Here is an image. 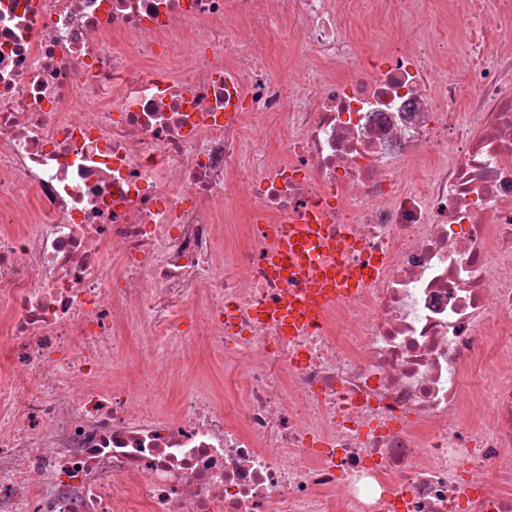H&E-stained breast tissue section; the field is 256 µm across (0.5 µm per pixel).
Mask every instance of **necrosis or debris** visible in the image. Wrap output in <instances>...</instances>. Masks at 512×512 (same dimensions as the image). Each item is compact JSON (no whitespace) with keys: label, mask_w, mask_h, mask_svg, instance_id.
Returning <instances> with one entry per match:
<instances>
[{"label":"necrosis or debris","mask_w":512,"mask_h":512,"mask_svg":"<svg viewBox=\"0 0 512 512\" xmlns=\"http://www.w3.org/2000/svg\"><path fill=\"white\" fill-rule=\"evenodd\" d=\"M336 3L0 0V512H512V0L443 44L419 0L362 43ZM286 223L379 262L291 334L257 319ZM127 332L234 399L103 385ZM300 48L298 40L288 32V27H283L277 33L261 38L256 50L270 62L273 76L284 78L287 73L288 57ZM189 368L190 374L202 375L212 380L224 395V361H216L212 355H208L203 349H199L192 351Z\"/></svg>","instance_id":"1"}]
</instances>
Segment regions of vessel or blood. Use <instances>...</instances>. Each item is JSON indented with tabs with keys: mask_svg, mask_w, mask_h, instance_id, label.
<instances>
[{
	"mask_svg": "<svg viewBox=\"0 0 512 512\" xmlns=\"http://www.w3.org/2000/svg\"><path fill=\"white\" fill-rule=\"evenodd\" d=\"M280 237L281 251L270 257L268 267L272 274L295 277L299 285L261 310V319L294 331L318 321L325 305L336 296L365 287L367 270L354 260L355 245L349 239L330 237L321 224H284ZM324 250L336 254L338 263L313 267L314 253Z\"/></svg>",
	"mask_w": 512,
	"mask_h": 512,
	"instance_id": "obj_1",
	"label": "vessel or blood"
}]
</instances>
